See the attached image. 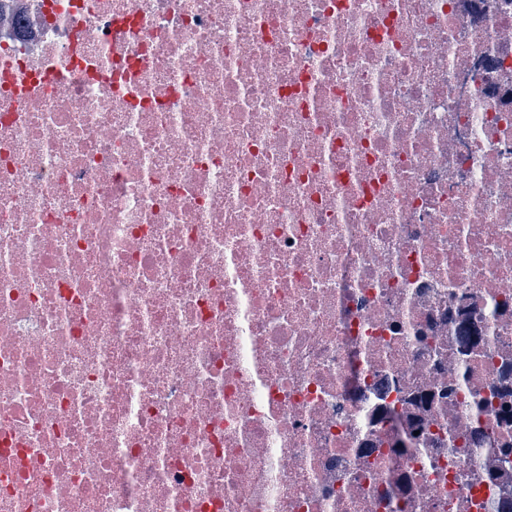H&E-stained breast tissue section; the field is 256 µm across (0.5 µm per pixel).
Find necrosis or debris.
Masks as SVG:
<instances>
[{
	"label": "necrosis or debris",
	"mask_w": 512,
	"mask_h": 512,
	"mask_svg": "<svg viewBox=\"0 0 512 512\" xmlns=\"http://www.w3.org/2000/svg\"><path fill=\"white\" fill-rule=\"evenodd\" d=\"M40 2L0 512H512V0Z\"/></svg>",
	"instance_id": "1"
}]
</instances>
